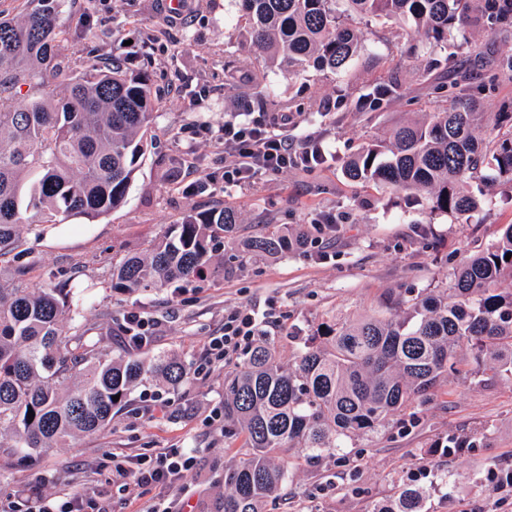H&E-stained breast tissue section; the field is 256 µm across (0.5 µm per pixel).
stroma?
I'll use <instances>...</instances> for the list:
<instances>
[{
  "mask_svg": "<svg viewBox=\"0 0 512 512\" xmlns=\"http://www.w3.org/2000/svg\"><path fill=\"white\" fill-rule=\"evenodd\" d=\"M165 2L67 0L62 23L71 29L90 18L88 42L98 57L120 50L132 67L150 73L161 101L155 138L122 207L78 219L69 232L45 225L25 234L19 252L0 255V282H11L20 264L26 288L67 282L84 298L76 323L102 352L125 346V316L139 313L152 336L142 355H175L187 377L175 388L144 381L108 428L38 450L29 460L7 453L9 441L1 439L0 512L31 496L62 499L75 492L111 512H144L161 498L176 501L179 512H214L224 497L225 465L249 453L242 435L210 418L224 405L229 365L199 368L211 337L223 332L225 311L241 305L270 310L265 333L276 339L288 367L322 324L385 313L393 293L447 287L466 256L512 224V203L496 183L484 187L477 213L425 214L406 194L344 174L352 155L393 126L436 105L453 106L451 86L459 79H467L487 117L512 112V77L492 71L496 59L512 54V36L485 27L466 31L451 60L431 64L408 54L409 30L361 21L363 48L344 73L295 76L284 67L268 68L266 81L278 98L267 109L287 113L283 135L296 145L308 139L321 144L326 160L228 189L224 122L248 120L256 109L251 78L258 61L245 46L241 0H187L177 19ZM390 76L403 95L376 111H360L356 100L364 86ZM215 206L238 211L241 235L301 224L310 242L275 257L225 251L223 270L189 284L113 289L114 261L143 251L186 213ZM484 425L491 431L484 445L448 453L449 435ZM164 448L194 449L197 466L183 480L191 496L175 486L123 491L113 483V459ZM290 454L298 465L264 512H369L403 485L428 490L424 512H512V488L491 479L492 472L512 470V382L450 377L432 400L396 413L381 431L347 438L343 453L312 462L303 449ZM447 471L456 480L451 494L437 481Z\"/></svg>",
  "mask_w": 512,
  "mask_h": 512,
  "instance_id": "1",
  "label": "stroma"
}]
</instances>
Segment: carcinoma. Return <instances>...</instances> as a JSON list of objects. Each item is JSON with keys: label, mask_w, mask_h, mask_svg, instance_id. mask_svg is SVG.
<instances>
[{"label": "carcinoma", "mask_w": 512, "mask_h": 512, "mask_svg": "<svg viewBox=\"0 0 512 512\" xmlns=\"http://www.w3.org/2000/svg\"><path fill=\"white\" fill-rule=\"evenodd\" d=\"M65 0H24L18 19L0 17V252L44 224L106 215L126 203L148 146L158 96L149 74L112 51L100 61L78 31L62 28ZM250 47L264 67L301 74L345 71L361 49L353 17L410 26L422 39L409 52L425 58L455 45L468 24L512 22V0H243ZM255 101L272 93L265 73L253 77ZM394 77L369 85L357 101L374 111L400 96ZM456 104L394 127L351 157L345 174L391 193L412 191L422 211L469 214L482 200L473 180L508 186L512 200V112L485 113L468 85H454ZM231 207L191 211L146 251L112 264V287L152 290L208 275L229 243L277 255L303 233L275 230L240 238ZM512 224L472 254L436 293L388 300L386 314L328 325L283 366L275 341L263 339L224 377V420L240 428L249 457L224 468L220 512H263L295 464L290 448L313 460L344 447L359 431L385 427L389 417L434 395L443 379L491 372L512 381ZM71 291L51 285L31 291L0 284V436L30 454L70 437L107 428L147 377L176 387L186 366L174 357L150 359L128 346L99 353L71 324ZM469 348L475 365L458 357ZM119 400H113V396ZM34 412V419L27 417ZM488 428L448 438V451L473 448ZM422 487H403L371 512H422Z\"/></svg>", "instance_id": "1"}]
</instances>
